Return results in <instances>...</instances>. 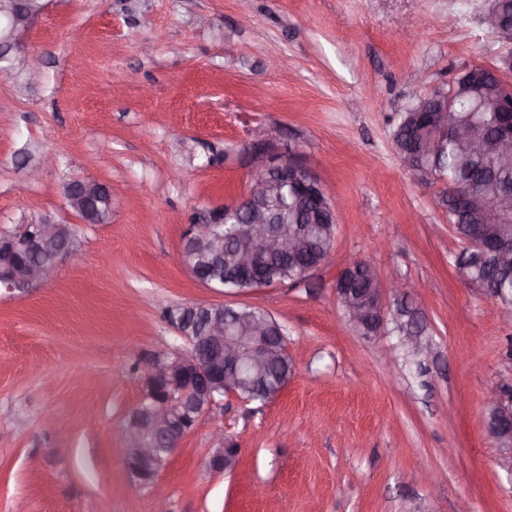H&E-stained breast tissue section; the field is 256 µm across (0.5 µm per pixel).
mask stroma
<instances>
[{
	"mask_svg": "<svg viewBox=\"0 0 512 512\" xmlns=\"http://www.w3.org/2000/svg\"><path fill=\"white\" fill-rule=\"evenodd\" d=\"M492 3L44 0L25 37L40 74L0 73V234L50 216L74 249L42 285L0 291V512H155L119 429L149 360L188 350L167 310L220 303L273 316L293 375L198 421L158 473L167 512H512V444L484 402L512 408V324L455 270L439 187L393 141L409 103L497 49ZM287 144L336 206L331 257L296 286H202L180 258L191 215L247 191L249 149ZM74 178L111 187L107 223L69 208ZM361 258L404 282L423 363L386 366L398 334L347 321L336 280ZM217 431L240 450L223 474Z\"/></svg>",
	"mask_w": 512,
	"mask_h": 512,
	"instance_id": "obj_1",
	"label": "stroma"
}]
</instances>
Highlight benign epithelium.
Segmentation results:
<instances>
[{
    "label": "benign epithelium",
    "mask_w": 512,
    "mask_h": 512,
    "mask_svg": "<svg viewBox=\"0 0 512 512\" xmlns=\"http://www.w3.org/2000/svg\"><path fill=\"white\" fill-rule=\"evenodd\" d=\"M500 9L499 4H494L483 17V23L504 43L502 33L512 30V25L503 22ZM42 10L35 0H8L0 9V62L8 63L13 71L31 74L39 65L40 59L27 50L23 36ZM471 67L488 75L484 90L506 116V128L481 143V148L486 153L508 152L512 150V60H505L497 51L491 60L474 62ZM458 98L457 85L452 80L448 82V91L418 97L419 111L440 115L427 141L429 152L440 147L448 132L462 148L473 146L470 131L448 121V116L457 111ZM298 156L295 149L289 154L268 150L249 152L251 186L247 192L233 203L196 216L188 224L181 244V258L191 274H196V265L187 260L190 248L201 249L213 263L224 262V235L217 227L224 223V215L239 211L248 213V221L237 229L231 275L225 285L234 284L243 273L253 271L265 255L287 256L306 248L307 235L297 225L281 221L277 214V203L288 185L299 187L304 199L313 198L318 206H325L323 184ZM103 191L112 193L109 187L97 181L73 179L66 186L65 197L69 206L85 220L96 196ZM61 228L62 225L44 218L24 226L14 235L1 238L0 252L21 249L29 254L43 253L48 259L44 263L24 265L0 261V288L13 292L43 282L73 251L74 239L63 238ZM357 265L378 283L366 304L350 296L341 297L348 320L361 323L369 307L385 313L382 288H390L391 295L399 301L403 300V295L400 283L383 284L368 261H350L347 267ZM170 323L187 341L188 353L158 356L147 364L140 404L122 428V435L128 442L123 449L128 470L138 480L149 484L154 483L163 462L188 433L186 423H197L219 406L218 394H234L236 388L252 384V374L269 365L279 352L274 343L275 334L268 324L261 320L244 323L239 310L228 305H184ZM489 404L496 410L490 424L492 432L498 437H512V412L503 410L494 395L489 396ZM213 447L210 467L218 473L226 471L229 464L238 459L239 449L230 445L222 434L215 436Z\"/></svg>",
    "instance_id": "7a95c632"
}]
</instances>
